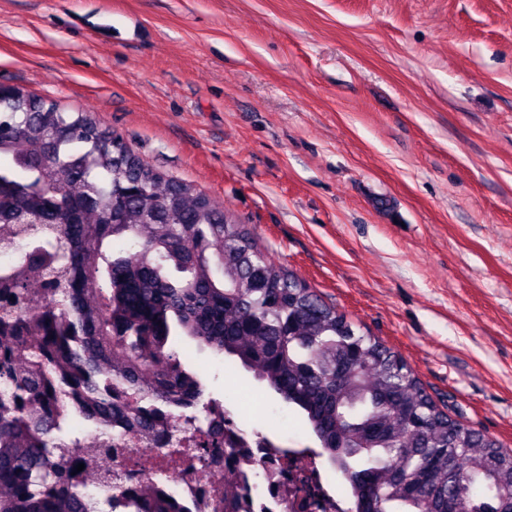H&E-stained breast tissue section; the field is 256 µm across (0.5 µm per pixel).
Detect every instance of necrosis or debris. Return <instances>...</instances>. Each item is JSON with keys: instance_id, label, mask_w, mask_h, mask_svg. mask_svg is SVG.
I'll return each instance as SVG.
<instances>
[{"instance_id": "necrosis-or-debris-1", "label": "necrosis or debris", "mask_w": 512, "mask_h": 512, "mask_svg": "<svg viewBox=\"0 0 512 512\" xmlns=\"http://www.w3.org/2000/svg\"><path fill=\"white\" fill-rule=\"evenodd\" d=\"M213 450L209 468L173 462L168 470L169 489L192 512H224L226 502L235 501L239 512H305L306 499L316 498L324 512H346L344 497L332 490L330 481L314 458L294 455L280 459L266 436L249 434L238 422L210 435ZM234 449L225 460V449ZM151 443L130 437L113 453V471L122 473L126 485L144 487L152 482L147 470L130 466L129 457L149 455Z\"/></svg>"}]
</instances>
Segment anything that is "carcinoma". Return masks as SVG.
Wrapping results in <instances>:
<instances>
[{
	"label": "carcinoma",
	"mask_w": 512,
	"mask_h": 512,
	"mask_svg": "<svg viewBox=\"0 0 512 512\" xmlns=\"http://www.w3.org/2000/svg\"><path fill=\"white\" fill-rule=\"evenodd\" d=\"M133 247L115 255L111 243ZM0 512H190L112 481L127 431L203 465L213 430L183 334L297 407L348 512H512V450L451 417L380 340L270 261L244 223L89 112L0 85ZM79 415L96 440L69 432ZM85 468L78 472V464ZM94 487L96 493L86 492Z\"/></svg>",
	"instance_id": "1"
}]
</instances>
